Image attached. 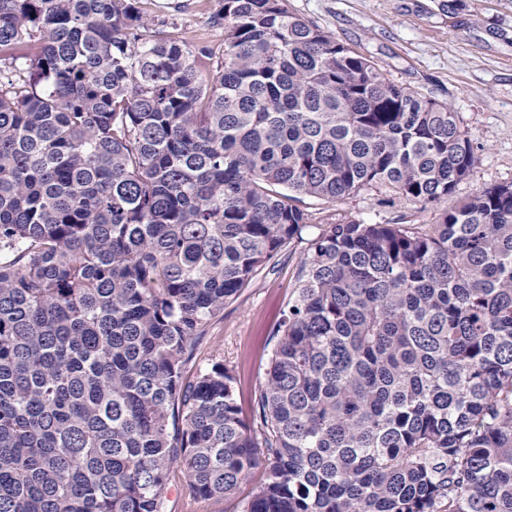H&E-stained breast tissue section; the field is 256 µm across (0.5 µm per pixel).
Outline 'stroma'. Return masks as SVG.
Returning <instances> with one entry per match:
<instances>
[{"label":"stroma","mask_w":512,"mask_h":512,"mask_svg":"<svg viewBox=\"0 0 512 512\" xmlns=\"http://www.w3.org/2000/svg\"><path fill=\"white\" fill-rule=\"evenodd\" d=\"M288 8L315 23L353 51L370 57L390 81L448 102L468 129L480 161L461 181L449 204L475 191L512 183V0H288ZM148 15L164 12L188 38L214 48L224 46V31L212 27L192 0H142ZM378 192L364 191L338 201L337 217L386 222L406 215L417 224L437 221L435 209L398 199L378 206ZM313 228L261 269L199 340L186 376L213 359L235 378V396L246 421L256 402L275 341L273 331L294 298L297 272ZM266 479L264 468L232 495L195 496L181 471L171 474L164 512H241Z\"/></svg>","instance_id":"35a3bbf8"}]
</instances>
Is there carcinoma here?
Returning <instances> with one entry per match:
<instances>
[{
	"label": "carcinoma",
	"mask_w": 512,
	"mask_h": 512,
	"mask_svg": "<svg viewBox=\"0 0 512 512\" xmlns=\"http://www.w3.org/2000/svg\"><path fill=\"white\" fill-rule=\"evenodd\" d=\"M224 49L140 0H0V512H161L263 465L244 512H512V184L451 105L285 0H217ZM312 226L257 401L183 366ZM385 195L376 191H364L358 195L350 196L335 204H330L329 208L336 211V218L355 217L375 223H384L391 218L404 214L413 220L414 224H435L437 222V212L433 208L425 210L420 209V204H415L404 199H394V203L388 206H378L377 199Z\"/></svg>",
	"instance_id": "obj_1"
}]
</instances>
